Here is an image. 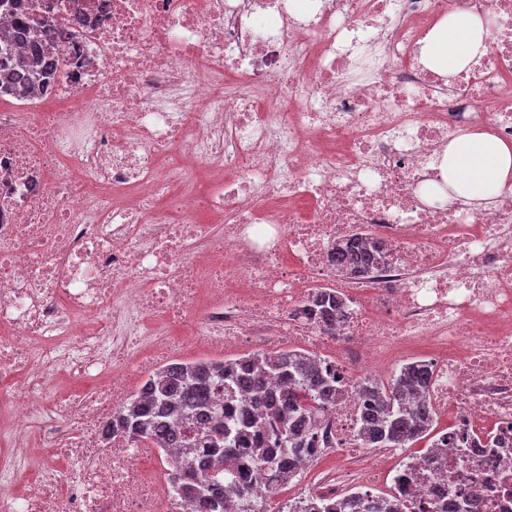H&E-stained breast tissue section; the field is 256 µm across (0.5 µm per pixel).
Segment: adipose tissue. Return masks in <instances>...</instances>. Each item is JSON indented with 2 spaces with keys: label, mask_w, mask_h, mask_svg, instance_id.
Wrapping results in <instances>:
<instances>
[{
  "label": "adipose tissue",
  "mask_w": 512,
  "mask_h": 512,
  "mask_svg": "<svg viewBox=\"0 0 512 512\" xmlns=\"http://www.w3.org/2000/svg\"><path fill=\"white\" fill-rule=\"evenodd\" d=\"M487 35L482 18L448 15L425 38L422 60L442 74L454 75L483 49ZM440 169L449 196L483 208L492 192L512 183V143L486 130L466 133L449 144Z\"/></svg>",
  "instance_id": "ef3b65f1"
}]
</instances>
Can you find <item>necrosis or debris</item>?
I'll list each match as a JSON object with an SVG mask.
<instances>
[{
  "instance_id": "obj_1",
  "label": "necrosis or debris",
  "mask_w": 512,
  "mask_h": 512,
  "mask_svg": "<svg viewBox=\"0 0 512 512\" xmlns=\"http://www.w3.org/2000/svg\"><path fill=\"white\" fill-rule=\"evenodd\" d=\"M64 62L0 101V512H189L178 448L110 433L189 347L288 339L347 394L318 416L335 471L314 496L388 479L354 448L360 384L426 348L448 444L400 497L415 512H512V188L489 208L438 199L464 132L512 139V0H21ZM495 17L448 77L419 59L448 13ZM368 276L330 258L359 229ZM349 301L337 328L300 310Z\"/></svg>"
}]
</instances>
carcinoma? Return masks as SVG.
<instances>
[{
    "instance_id": "obj_1",
    "label": "carcinoma",
    "mask_w": 512,
    "mask_h": 512,
    "mask_svg": "<svg viewBox=\"0 0 512 512\" xmlns=\"http://www.w3.org/2000/svg\"><path fill=\"white\" fill-rule=\"evenodd\" d=\"M29 19L15 16L7 39L29 31ZM42 40L25 42L19 59L0 58V71L12 74L11 94L21 97L26 87L50 74ZM378 246L370 237L355 236L336 246V263L353 272L373 269ZM308 319L330 327L345 317L342 298L317 292L303 309ZM431 380L428 366L405 363L386 385L373 379L362 385L369 408L362 412L356 436L368 448H404L429 436L435 423L431 407L421 394ZM224 386L222 411L211 409L210 389ZM345 381L335 366L304 349L275 353L252 352L237 358L172 362L146 380L143 395L134 397L117 416L124 433L133 439L150 437L185 449L180 466L171 475L178 494L191 512H265L264 494L248 480L255 468L274 467L275 485L300 474L297 461L316 458L318 442L311 417L325 404L339 399ZM264 393L252 412L233 402L237 393ZM211 458L207 472L195 470L196 456ZM231 486L236 507L220 496ZM359 493L338 499L306 496L278 512H350ZM364 512H405L408 505L391 494L366 496Z\"/></svg>"
}]
</instances>
